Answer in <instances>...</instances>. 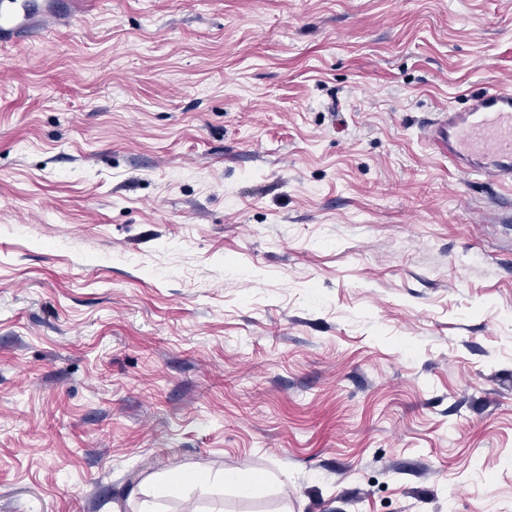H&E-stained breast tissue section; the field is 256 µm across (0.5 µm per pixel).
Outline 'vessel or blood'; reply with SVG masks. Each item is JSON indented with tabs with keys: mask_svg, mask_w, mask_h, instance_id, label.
<instances>
[{
	"mask_svg": "<svg viewBox=\"0 0 512 512\" xmlns=\"http://www.w3.org/2000/svg\"><path fill=\"white\" fill-rule=\"evenodd\" d=\"M97 0H0V48L35 35L71 28ZM427 140L443 144L460 173L512 184V85L470 95L462 109L440 113Z\"/></svg>",
	"mask_w": 512,
	"mask_h": 512,
	"instance_id": "1",
	"label": "vessel or blood"
}]
</instances>
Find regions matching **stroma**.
<instances>
[{"instance_id": "1", "label": "stroma", "mask_w": 512, "mask_h": 512, "mask_svg": "<svg viewBox=\"0 0 512 512\" xmlns=\"http://www.w3.org/2000/svg\"><path fill=\"white\" fill-rule=\"evenodd\" d=\"M101 2L0 54V512H512V186L425 139L512 0ZM210 480L209 472L200 466H186L168 476L163 486L167 493L176 495L187 485L203 484Z\"/></svg>"}]
</instances>
